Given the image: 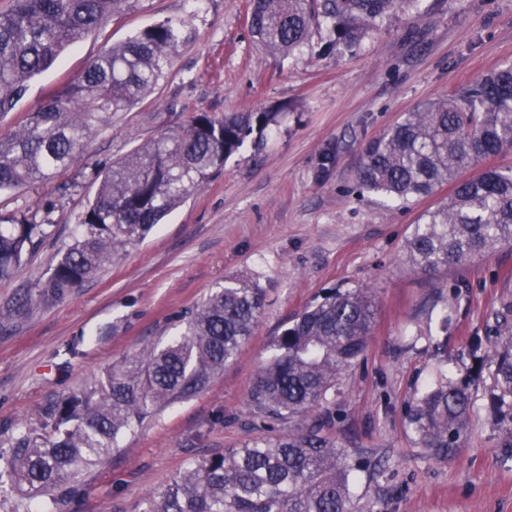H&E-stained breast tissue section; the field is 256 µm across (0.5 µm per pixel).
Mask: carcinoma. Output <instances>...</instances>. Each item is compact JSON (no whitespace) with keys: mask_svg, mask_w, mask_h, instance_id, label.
<instances>
[{"mask_svg":"<svg viewBox=\"0 0 512 512\" xmlns=\"http://www.w3.org/2000/svg\"><path fill=\"white\" fill-rule=\"evenodd\" d=\"M416 0H250L249 29L263 48L285 53L309 42L325 19L338 41L356 45L380 20ZM140 0H10L0 10V116L67 48L134 10ZM184 28L155 24L104 49L80 79L26 114L20 131L0 139V194L46 181L83 155L112 117L147 98L167 79ZM274 112H200L167 135L140 144L99 173L92 199L76 217L73 243L36 283L42 300L60 299L97 275L121 248L143 240L169 212L222 168ZM512 147V66L453 89L368 141L355 170L358 186L392 199L448 198L426 211L405 245V258L433 276L467 258L512 243V171L461 172ZM50 235V225L0 215V280ZM261 289L231 278L186 312L180 337L145 346L93 384L43 410L41 431L12 436L0 453V512H65L66 492L118 447L121 437L176 402L202 391L252 335ZM366 289L336 291L309 305L269 345L248 396L261 427L291 418L306 428L261 436L179 471L145 512H352L354 464L323 433L340 377L366 352L375 315ZM490 399L512 425V336L494 348ZM472 393L437 370L406 421L415 444L438 462L453 456Z\"/></svg>","mask_w":512,"mask_h":512,"instance_id":"carcinoma-1","label":"carcinoma"}]
</instances>
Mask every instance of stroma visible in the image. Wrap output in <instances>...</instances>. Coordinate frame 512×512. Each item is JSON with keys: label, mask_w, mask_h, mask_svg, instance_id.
Returning a JSON list of instances; mask_svg holds the SVG:
<instances>
[{"label": "stroma", "mask_w": 512, "mask_h": 512, "mask_svg": "<svg viewBox=\"0 0 512 512\" xmlns=\"http://www.w3.org/2000/svg\"><path fill=\"white\" fill-rule=\"evenodd\" d=\"M249 0H143L84 37L40 75L0 119V137L76 80L107 44L171 20L191 35L168 79L94 135L84 157L53 178L0 196V212L48 222L52 233L0 281V451L17 426L95 382L144 345L167 342L179 319L229 278L262 291L252 336L195 397L126 434L84 473L67 512H145L194 458L263 435L247 394L271 341L333 289H371L377 312L363 360L342 375L328 429L362 461L355 512H512V427L490 405L489 354L512 335V245L429 277L405 259L419 216L451 191L395 201L360 189L363 144L408 112L493 68L512 64V0H417L369 31L354 50L328 27L280 54L250 35ZM197 112H273L188 201L93 279L59 300L24 309L21 298L73 241L74 217L99 170L141 143L185 126ZM335 160L322 168V155ZM467 380L473 406L453 458L418 448L406 407L436 368Z\"/></svg>", "instance_id": "stroma-1"}]
</instances>
